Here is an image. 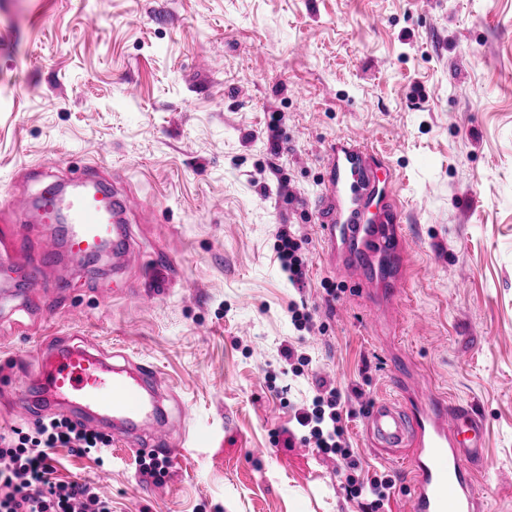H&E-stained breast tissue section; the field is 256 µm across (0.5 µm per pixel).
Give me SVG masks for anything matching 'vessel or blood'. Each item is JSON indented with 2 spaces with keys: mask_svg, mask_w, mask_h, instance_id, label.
<instances>
[{
  "mask_svg": "<svg viewBox=\"0 0 512 512\" xmlns=\"http://www.w3.org/2000/svg\"><path fill=\"white\" fill-rule=\"evenodd\" d=\"M323 163L327 179L315 209L326 260L343 282L370 280V260L405 254L396 184L383 178L385 165L370 152L364 135L329 144ZM71 185L68 192L12 198L15 211L35 213L44 224L65 221L69 233L65 243L46 241L22 278L12 275L11 268L24 242H0V298L15 296L20 288L40 287L39 271L57 251L83 262L107 245L116 254L128 248L124 221L131 198L87 177L72 179ZM394 374L395 395L373 403L366 429L374 447L404 449L414 475L410 512H475L478 494L464 462L483 457L480 418L449 406L423 374L402 367ZM158 377L152 365L116 367L87 346L64 343L42 354L33 375L23 382L16 407L29 411L33 391L40 387L44 406L70 411L95 429L106 425L120 434L142 433L152 443V454L169 456L173 448L153 392Z\"/></svg>",
  "mask_w": 512,
  "mask_h": 512,
  "instance_id": "1",
  "label": "vessel or blood"
}]
</instances>
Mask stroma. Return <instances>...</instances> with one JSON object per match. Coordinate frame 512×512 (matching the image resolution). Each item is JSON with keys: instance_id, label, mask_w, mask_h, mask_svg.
Listing matches in <instances>:
<instances>
[{"instance_id": "stroma-1", "label": "stroma", "mask_w": 512, "mask_h": 512, "mask_svg": "<svg viewBox=\"0 0 512 512\" xmlns=\"http://www.w3.org/2000/svg\"><path fill=\"white\" fill-rule=\"evenodd\" d=\"M362 133L403 205L397 297L340 284L322 256L323 150ZM45 164L59 180L95 165L128 193L131 248L100 275L48 268L0 309V435L48 417L10 403L38 352L70 342L152 362L179 448L159 482L139 471L149 440L58 448L56 478L112 512H365L303 430L275 441L322 377L345 399L352 475L391 479L379 512H409L411 471L364 425L404 353L483 421L478 512H512V0H0V236L32 251L52 228L8 198L35 193ZM281 231L301 243L305 295L276 259ZM302 297L310 332L291 320Z\"/></svg>"}]
</instances>
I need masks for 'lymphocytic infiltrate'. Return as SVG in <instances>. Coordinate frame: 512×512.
I'll return each instance as SVG.
<instances>
[{"instance_id":"f902f5d3","label":"lymphocytic infiltrate","mask_w":512,"mask_h":512,"mask_svg":"<svg viewBox=\"0 0 512 512\" xmlns=\"http://www.w3.org/2000/svg\"><path fill=\"white\" fill-rule=\"evenodd\" d=\"M274 249L289 283L305 288L300 242L281 232ZM294 419L308 430L317 452L340 457L348 468H357L344 436L341 395L335 387L317 381L311 405L296 412ZM101 441L100 432L58 416L42 419L34 437L19 438L17 443L0 436V512H111L109 501L90 484L60 482L53 476L54 448L92 454L99 451Z\"/></svg>"}]
</instances>
